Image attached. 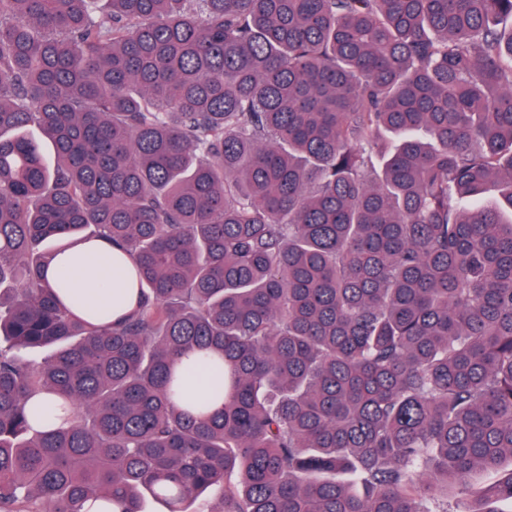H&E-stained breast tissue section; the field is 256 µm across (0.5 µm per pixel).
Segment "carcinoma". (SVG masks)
<instances>
[{
	"instance_id": "1",
	"label": "carcinoma",
	"mask_w": 512,
	"mask_h": 512,
	"mask_svg": "<svg viewBox=\"0 0 512 512\" xmlns=\"http://www.w3.org/2000/svg\"><path fill=\"white\" fill-rule=\"evenodd\" d=\"M507 460L512 0H0V512H477ZM117 252L100 240L80 244L61 252L47 269L46 277L53 282L62 272L73 293L86 306L109 311L112 320L117 319L136 305L126 268L120 260L114 259Z\"/></svg>"
}]
</instances>
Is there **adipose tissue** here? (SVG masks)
<instances>
[{
	"label": "adipose tissue",
	"mask_w": 512,
	"mask_h": 512,
	"mask_svg": "<svg viewBox=\"0 0 512 512\" xmlns=\"http://www.w3.org/2000/svg\"><path fill=\"white\" fill-rule=\"evenodd\" d=\"M65 275L72 291L86 306L124 315L136 305L126 269L103 241L61 252L47 269L48 280Z\"/></svg>",
	"instance_id": "adipose-tissue-1"
}]
</instances>
